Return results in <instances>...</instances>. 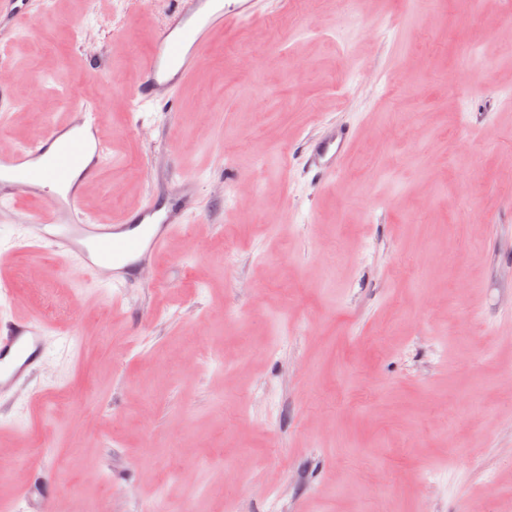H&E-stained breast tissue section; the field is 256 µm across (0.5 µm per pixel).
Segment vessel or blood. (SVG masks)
Returning a JSON list of instances; mask_svg holds the SVG:
<instances>
[{
	"label": "vessel or blood",
	"instance_id": "obj_1",
	"mask_svg": "<svg viewBox=\"0 0 512 512\" xmlns=\"http://www.w3.org/2000/svg\"><path fill=\"white\" fill-rule=\"evenodd\" d=\"M164 25L152 37L142 78L133 95L143 102L169 103L176 89L206 62L213 38L234 21L252 17L245 4L224 0H178ZM98 105L73 102L75 117L40 131L20 149L0 152V197L43 200L42 211L31 214L39 229L35 249L82 265L96 280L118 289L141 283L142 273L181 228L193 208L192 178H181L167 201L150 198L119 223L94 220L83 208L81 193L101 167L107 151L99 127ZM356 138L350 126L329 137L307 141L305 172L323 183L341 166ZM48 325L40 318L16 316L0 320V395L27 380L45 354Z\"/></svg>",
	"mask_w": 512,
	"mask_h": 512
}]
</instances>
